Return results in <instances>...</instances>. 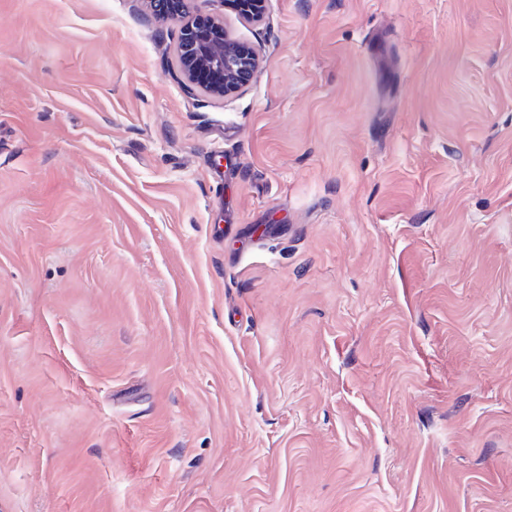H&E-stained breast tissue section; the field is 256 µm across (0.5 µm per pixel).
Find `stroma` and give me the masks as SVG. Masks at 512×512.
Segmentation results:
<instances>
[{
	"label": "stroma",
	"instance_id": "1",
	"mask_svg": "<svg viewBox=\"0 0 512 512\" xmlns=\"http://www.w3.org/2000/svg\"><path fill=\"white\" fill-rule=\"evenodd\" d=\"M268 16L0 0V512H512V0ZM155 19L179 24L177 73L187 92L226 98L248 85L260 67L257 49L238 50L236 39L224 29V12L192 14L190 0H147Z\"/></svg>",
	"mask_w": 512,
	"mask_h": 512
}]
</instances>
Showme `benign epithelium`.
I'll list each match as a JSON object with an SVG mask.
<instances>
[{"label":"benign epithelium","instance_id":"7a95c632","mask_svg":"<svg viewBox=\"0 0 512 512\" xmlns=\"http://www.w3.org/2000/svg\"><path fill=\"white\" fill-rule=\"evenodd\" d=\"M153 16L179 24L177 73L187 92L226 98L248 85L260 67L258 50L242 54L236 39L224 29V15L215 10L208 14H192L190 0H147ZM251 27L266 25L267 0H251L247 12L240 15Z\"/></svg>","mask_w":512,"mask_h":512}]
</instances>
